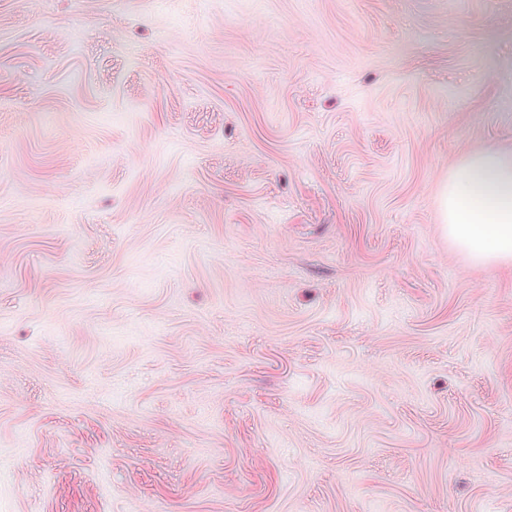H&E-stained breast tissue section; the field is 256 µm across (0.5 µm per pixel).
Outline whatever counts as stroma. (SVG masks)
Instances as JSON below:
<instances>
[{"instance_id":"obj_1","label":"stroma","mask_w":512,"mask_h":512,"mask_svg":"<svg viewBox=\"0 0 512 512\" xmlns=\"http://www.w3.org/2000/svg\"><path fill=\"white\" fill-rule=\"evenodd\" d=\"M512 0H0V512H512ZM443 230L478 264L512 260V152L464 158L441 188Z\"/></svg>"}]
</instances>
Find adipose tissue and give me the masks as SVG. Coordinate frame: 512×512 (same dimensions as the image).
Masks as SVG:
<instances>
[{"label": "adipose tissue", "mask_w": 512, "mask_h": 512, "mask_svg": "<svg viewBox=\"0 0 512 512\" xmlns=\"http://www.w3.org/2000/svg\"><path fill=\"white\" fill-rule=\"evenodd\" d=\"M449 239L476 263L512 260V152L464 158L441 188Z\"/></svg>", "instance_id": "ef3b65f1"}]
</instances>
